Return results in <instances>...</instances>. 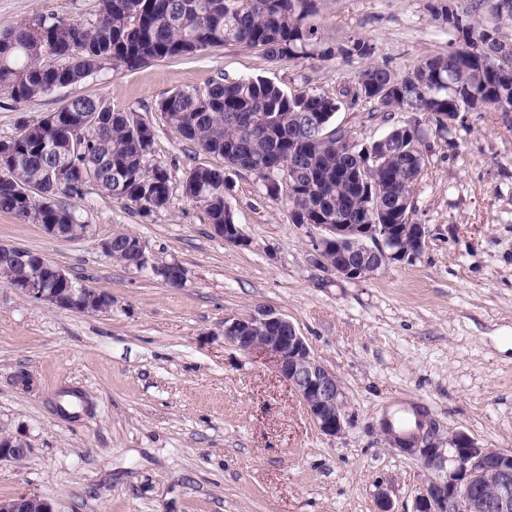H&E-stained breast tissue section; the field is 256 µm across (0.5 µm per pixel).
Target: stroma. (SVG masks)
<instances>
[{
	"label": "stroma",
	"mask_w": 512,
	"mask_h": 512,
	"mask_svg": "<svg viewBox=\"0 0 512 512\" xmlns=\"http://www.w3.org/2000/svg\"><path fill=\"white\" fill-rule=\"evenodd\" d=\"M430 0H319L327 43L362 37L374 63L401 74L447 51ZM95 0H0V28L56 13L89 18ZM360 60L269 63L261 50L226 46L192 59L106 69L51 97L0 95V140L65 98L103 99L156 130L154 163L172 177L169 207L143 217L87 185L71 204L90 238L66 241L0 212V242L28 248L112 296L107 314L58 310L0 282V434L23 433L31 451L0 462V498L52 500L55 512H414L430 474L380 427L400 406L422 404L441 437L466 432L512 451V112L460 113L450 133L428 116L342 103L334 126L359 146L420 121L425 167L410 221L424 251L349 281L313 260V227L290 220L285 196L254 173L229 175L224 200L244 244L215 236L179 184L194 166L224 168L190 148L156 103L216 79L262 77L285 92L335 94ZM136 234L153 255L186 270L179 286L115 263L99 247ZM286 317L344 391V430L316 428L271 359L224 340L225 320L257 309ZM34 381L17 384L19 374Z\"/></svg>",
	"instance_id": "35a3bbf8"
}]
</instances>
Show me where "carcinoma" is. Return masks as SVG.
Listing matches in <instances>:
<instances>
[{
  "instance_id": "carcinoma-1",
  "label": "carcinoma",
  "mask_w": 512,
  "mask_h": 512,
  "mask_svg": "<svg viewBox=\"0 0 512 512\" xmlns=\"http://www.w3.org/2000/svg\"><path fill=\"white\" fill-rule=\"evenodd\" d=\"M84 21L51 15L0 28V93L16 103L47 97L105 68L136 70L153 61L194 56L227 45L259 48L272 64L298 59L371 56L364 38L345 46L326 43L315 21L318 0H96ZM512 0H472L454 10L431 5L438 27L456 47L424 58L403 76L369 63L354 85L336 96L286 93L262 78L222 79L203 91L179 89L157 103L165 122L195 148L224 157L226 169L193 167L182 195L203 207L211 224L234 223L224 201L226 171L256 174L267 193L286 190L294 224H360L363 190L372 189L382 224H402L423 168L420 125H395L392 147L377 161L364 158L352 136L330 127L342 99L365 100L379 112H425L436 129L450 131L461 112H512V42L500 31L512 24ZM58 112L59 125L25 123L0 140V211L35 224H56L71 238L83 223L66 199L94 184L110 197L148 216L168 209V170L150 162L156 131L100 99L75 96ZM323 117L319 137L305 129L310 115ZM38 196H33V191ZM131 239L111 242L113 260H134ZM54 266L0 261V278L20 285L34 275L57 288Z\"/></svg>"
}]
</instances>
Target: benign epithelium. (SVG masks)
Returning a JSON list of instances; mask_svg holds the SVG:
<instances>
[{
	"label": "benign epithelium",
	"instance_id": "7a95c632",
	"mask_svg": "<svg viewBox=\"0 0 512 512\" xmlns=\"http://www.w3.org/2000/svg\"><path fill=\"white\" fill-rule=\"evenodd\" d=\"M213 233L230 243L244 244L236 224H214ZM313 240L315 263L340 278L361 280L396 262L411 261L427 244L423 224H317ZM412 235L413 248L397 246L399 238ZM20 291L30 300L61 310L88 314L112 311V295L82 281L64 292L41 278L30 279ZM224 340L246 353L267 356L276 363L280 377L301 398L309 416L325 436L344 430V403L340 383L314 355L303 336L288 319L258 310L224 321ZM422 429L407 444L391 443L397 450L434 472L416 499L414 512H512V452L483 448L465 432L444 440L433 433L430 416L419 417ZM30 450L25 436L0 435V461H20ZM54 512L45 496L20 494L0 498V512Z\"/></svg>",
	"mask_w": 512,
	"mask_h": 512
}]
</instances>
